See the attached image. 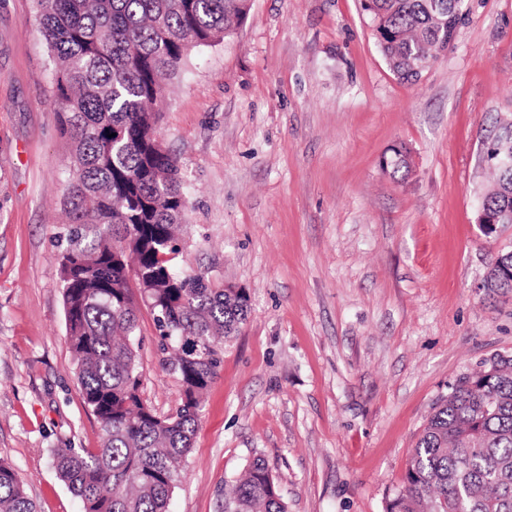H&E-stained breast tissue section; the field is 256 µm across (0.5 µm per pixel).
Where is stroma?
<instances>
[{
  "instance_id": "obj_1",
  "label": "stroma",
  "mask_w": 512,
  "mask_h": 512,
  "mask_svg": "<svg viewBox=\"0 0 512 512\" xmlns=\"http://www.w3.org/2000/svg\"><path fill=\"white\" fill-rule=\"evenodd\" d=\"M33 0H0V459L37 512H81L54 448L99 447L65 332L60 253L70 145ZM413 85L360 0H252L196 48L160 105L189 196L187 261L250 311L198 421L170 512H219L257 458L288 512H385L448 385L512 353V293L484 274L512 224H476L485 155L512 119V0H465ZM403 149L410 169L382 161ZM141 398L181 401L140 313Z\"/></svg>"
}]
</instances>
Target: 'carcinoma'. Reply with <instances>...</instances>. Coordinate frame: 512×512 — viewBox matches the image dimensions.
Instances as JSON below:
<instances>
[{
	"instance_id": "1",
	"label": "carcinoma",
	"mask_w": 512,
	"mask_h": 512,
	"mask_svg": "<svg viewBox=\"0 0 512 512\" xmlns=\"http://www.w3.org/2000/svg\"><path fill=\"white\" fill-rule=\"evenodd\" d=\"M247 0H35L49 51L61 134L72 146L60 258L66 335L79 394L99 421L98 448H53L55 469L83 512H169L204 394L224 343L248 317L241 288L180 271L189 198L179 162L158 147L163 78L193 49L232 34ZM397 77L419 81L453 42L463 0H361ZM113 137H107V134ZM490 147L487 207L512 224V123ZM485 287L512 292V250L497 253ZM153 314L164 366L182 383L160 418L140 396L139 302ZM222 512H287L268 463L256 459L224 494ZM0 512H35L0 460ZM386 512H512V354L497 353L448 385L418 437L404 486Z\"/></svg>"
}]
</instances>
